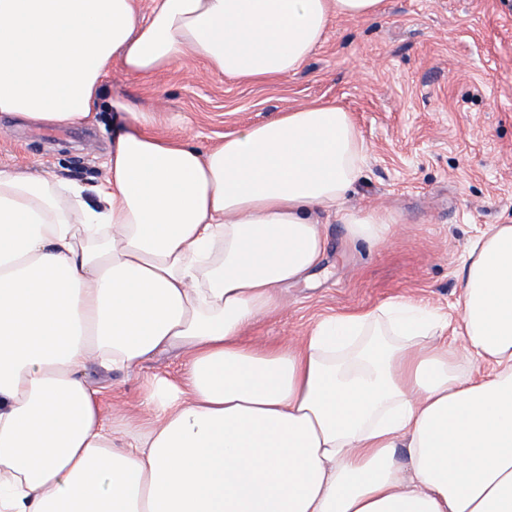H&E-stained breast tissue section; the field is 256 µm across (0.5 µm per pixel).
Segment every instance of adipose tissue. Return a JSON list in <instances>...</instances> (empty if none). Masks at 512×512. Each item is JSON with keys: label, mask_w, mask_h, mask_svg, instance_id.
<instances>
[{"label": "adipose tissue", "mask_w": 512, "mask_h": 512, "mask_svg": "<svg viewBox=\"0 0 512 512\" xmlns=\"http://www.w3.org/2000/svg\"><path fill=\"white\" fill-rule=\"evenodd\" d=\"M381 2L0 0V116L86 121L116 68L275 81ZM111 108L99 183L0 168V512H512V224L463 262L462 351L406 298L254 347L244 329L322 263L329 221L352 242L391 221L344 205L352 113L291 108L202 151ZM171 351L183 374L152 378L153 417L115 445L88 363Z\"/></svg>", "instance_id": "obj_1"}]
</instances>
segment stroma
Returning <instances> with one entry per match:
<instances>
[{"label": "stroma", "mask_w": 512, "mask_h": 512, "mask_svg": "<svg viewBox=\"0 0 512 512\" xmlns=\"http://www.w3.org/2000/svg\"><path fill=\"white\" fill-rule=\"evenodd\" d=\"M155 111L156 133L207 149L224 135L317 102L352 112L367 146L348 203L391 214L382 239L348 242L327 225L313 278L278 292L276 312L245 332L286 345L331 314L407 297L458 321L461 268L494 224H512V0H383L379 15L334 19L323 45L295 74L272 83L230 81L188 62L146 78L113 72L104 100ZM112 147V116L55 127L0 121V166L43 162L55 175L97 183ZM169 352L124 371L90 363L105 404L133 424L146 419L144 387L180 376Z\"/></svg>", "instance_id": "35a3bbf8"}]
</instances>
